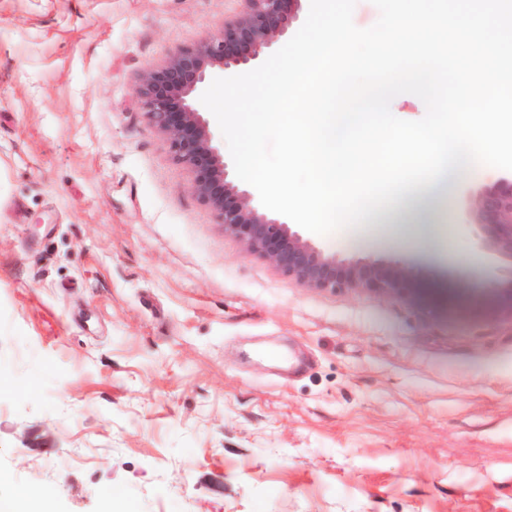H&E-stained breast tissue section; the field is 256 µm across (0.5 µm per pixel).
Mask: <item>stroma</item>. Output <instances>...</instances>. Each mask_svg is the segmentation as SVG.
Here are the masks:
<instances>
[{
  "label": "stroma",
  "mask_w": 512,
  "mask_h": 512,
  "mask_svg": "<svg viewBox=\"0 0 512 512\" xmlns=\"http://www.w3.org/2000/svg\"><path fill=\"white\" fill-rule=\"evenodd\" d=\"M240 0H0V472L48 512H512V316L456 226L410 297L246 254L137 96Z\"/></svg>",
  "instance_id": "obj_1"
}]
</instances>
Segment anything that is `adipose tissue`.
<instances>
[{
    "label": "adipose tissue",
    "mask_w": 512,
    "mask_h": 512,
    "mask_svg": "<svg viewBox=\"0 0 512 512\" xmlns=\"http://www.w3.org/2000/svg\"><path fill=\"white\" fill-rule=\"evenodd\" d=\"M464 177V172L455 170L444 176L438 184L406 194L398 203L381 211V224L389 228L392 238L404 240L414 237L418 253L427 258L432 257L433 246L430 240L420 233L411 235L410 230L423 227L434 205L447 198L458 181Z\"/></svg>",
    "instance_id": "1"
}]
</instances>
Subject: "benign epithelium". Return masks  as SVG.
<instances>
[{
	"mask_svg": "<svg viewBox=\"0 0 512 512\" xmlns=\"http://www.w3.org/2000/svg\"><path fill=\"white\" fill-rule=\"evenodd\" d=\"M239 16L217 36L174 53L141 77L138 98L147 119L167 138L176 162L194 173L192 188L216 212L224 234L243 249L269 260L305 288L375 291L407 296L418 272L403 259H341L292 224L254 203V194L234 175L200 101L213 79L256 68L272 45L287 39L306 0H241ZM457 225L487 268V287L512 312V171L492 183L464 184Z\"/></svg>",
	"mask_w": 512,
	"mask_h": 512,
	"instance_id": "obj_1",
	"label": "benign epithelium"
}]
</instances>
